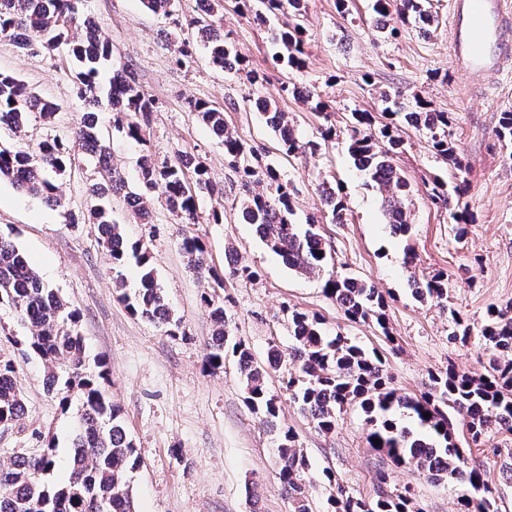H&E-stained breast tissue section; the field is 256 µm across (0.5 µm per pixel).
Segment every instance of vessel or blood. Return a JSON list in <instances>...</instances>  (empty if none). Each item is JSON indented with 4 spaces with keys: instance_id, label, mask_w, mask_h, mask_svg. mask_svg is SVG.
<instances>
[{
    "instance_id": "1",
    "label": "vessel or blood",
    "mask_w": 512,
    "mask_h": 512,
    "mask_svg": "<svg viewBox=\"0 0 512 512\" xmlns=\"http://www.w3.org/2000/svg\"><path fill=\"white\" fill-rule=\"evenodd\" d=\"M452 60L477 75L512 68V0H452Z\"/></svg>"
}]
</instances>
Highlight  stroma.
<instances>
[{"mask_svg": "<svg viewBox=\"0 0 512 512\" xmlns=\"http://www.w3.org/2000/svg\"><path fill=\"white\" fill-rule=\"evenodd\" d=\"M450 0H433L438 26L428 36L411 27L382 36L372 0H351L341 13L337 0H306L302 40L306 64L289 69L275 62L278 47L272 28L256 26L240 12L237 0H224L221 32L242 62L220 69L204 48L192 63L176 67L173 49L185 38L174 19L145 10L140 0H78L81 13L98 18L112 44L116 64L127 67L158 102L147 131V144L128 138L103 113V132L112 163L128 183L138 178L143 151L157 159L188 150L205 162L212 182L224 189L222 223L208 215L216 202L203 198L201 220L177 223L160 197L148 204L150 221L137 223L122 195L112 197V216L130 241L146 245L167 300L180 317L184 335L171 337L132 315L114 285L112 258L102 245L97 225L73 224L69 213H85L89 183L98 176L96 160L80 157L71 171L57 177L63 206L48 207L10 183L0 182V233L11 236L42 278L79 312L78 329L89 358L106 357L112 372L107 394L123 413L141 465L131 475L136 512H293L279 480V459L271 436L244 399L234 357L223 369L203 365L213 323L201 297L211 281L190 273L180 244L199 237L216 268L227 255L257 269L253 281L225 278L222 294L233 336L241 338L257 361L270 347L288 350L292 336L288 313L318 315L327 335L348 336L366 352L379 355L399 394L418 396L431 385L433 373L455 367L483 374L495 353L479 339L490 308L512 305V149L497 139L499 115L512 110V74L474 75L454 67L450 57ZM0 72L13 74L40 95L60 104L54 124L32 117L27 135L35 143L66 135L86 111L78 98L73 65L65 50L23 54L0 42ZM291 85L325 101L336 126V139L324 143L322 119L297 97L282 92ZM400 101L421 99L454 118L451 139L468 165L464 196L476 216L464 238H456L448 212L433 204L428 189L433 176H450L447 163L431 149L425 135L405 127L395 165L411 185V229L393 235L386 224L381 196L352 163L347 147L353 111L380 114L381 93ZM262 95L293 118L305 152L283 156L264 119L250 100ZM225 107L230 127L258 151L259 164L275 168L294 187L299 217H321V233L333 250L342 274L373 285L386 301V324L352 323L329 299L323 279L289 270L241 221L231 203L242 195L239 173L224 147L186 107L187 99ZM331 181L345 204L344 223L324 218L319 185ZM416 254L403 262L405 247ZM443 272L448 302L438 305L412 294L414 280ZM471 327L468 340L448 336L450 312ZM28 331L16 311L0 305V355L16 362V380L26 405L20 426L0 429V463L18 452H40L47 436L58 441L57 472L67 469L69 442L77 418L48 394L44 367L32 352L15 345ZM281 370L267 376L277 395L278 426L291 428L309 467L304 476L313 512H331L337 486L355 497L370 498L379 475L392 487L409 491L422 512H459V484L432 482L414 468L398 467L366 441L365 415L359 405L345 407L332 432L310 423L281 383ZM493 492L497 512H512V432H493L471 447ZM335 482H328L325 471Z\"/></svg>", "mask_w": 512, "mask_h": 512, "instance_id": "1", "label": "stroma"}]
</instances>
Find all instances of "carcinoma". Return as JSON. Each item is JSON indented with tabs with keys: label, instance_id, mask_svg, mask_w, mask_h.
<instances>
[{
	"label": "carcinoma",
	"instance_id": "1",
	"mask_svg": "<svg viewBox=\"0 0 512 512\" xmlns=\"http://www.w3.org/2000/svg\"><path fill=\"white\" fill-rule=\"evenodd\" d=\"M144 7L165 17L179 15L180 0H142ZM207 8L184 17L182 24L206 40L213 64L227 67L238 59L234 47L215 35V24L223 19L224 0H205ZM246 14L258 25L277 17L275 42L278 59L292 69L305 64L301 47L300 21L304 0H243ZM373 11L388 24L410 25L429 35L437 21L432 0H373ZM0 40L13 43L20 51L38 53L65 46L76 64L74 79L77 96L99 112L112 113L115 126L138 143L145 142L151 115L157 110L155 99L147 95L136 77L124 67H113L112 83L101 97L98 77L112 67V45L101 38V27L93 17L78 13L76 0H0ZM194 42L186 38L174 49L176 64L183 66L193 58ZM257 109L274 133L281 150L292 155L306 150L297 136L293 120L269 100L257 97ZM188 110L195 113L212 136L224 145L241 174L244 195L234 200L242 218L254 225L267 247L277 254L288 269L301 275L325 276V293L353 322L382 319L384 298L373 286L335 271L336 258L327 248L320 221L312 216L306 223L295 221L292 193L288 183L276 171L260 172L251 165L256 149L233 131L222 108L204 101L191 100ZM59 112V105L37 95L22 80L0 74V130L12 139H0V180L20 191L60 207L62 199L52 178L72 167L79 150L95 156L99 180L90 189L87 216L70 215V223L88 220L101 229L103 243L112 257L116 287L124 288L121 268L133 261L140 268L137 288L124 292L120 299L136 316L165 329L170 335L181 329V321L170 308L150 256L143 244L131 243L122 225L112 220L104 199L121 192L127 206L148 223L147 196L164 197L170 212L181 224L198 221L199 197H224L215 186L208 169L197 156L186 165L177 153L174 160L159 162L150 154L141 156L138 183H125L112 166L108 147L98 118L84 112L74 122L67 138L50 136L34 146L23 142L30 115L46 122ZM349 154L354 164L365 171L383 197V215L392 232L405 235L410 228L411 211L407 205L410 185L395 166L393 155L402 141L390 124L375 126L369 112H353ZM407 125L425 134L431 148L454 170L456 183L435 178L430 197L448 206L449 218L456 224V236L466 234V225L474 222L468 203L462 201L467 166L451 139V117L436 112L423 100H417L403 113ZM496 137L512 144V111L500 113ZM265 178L268 191H250L249 185ZM324 205L333 220H345V207L336 187L321 183ZM181 250L188 269L207 274L218 287L224 278L209 262L206 250L196 236L182 239ZM230 275L251 281L257 271L237 259L228 262ZM414 296L442 303L448 299V278L442 274L414 281ZM214 325L207 345L205 364L211 370L224 367V352L231 351L243 385L247 405L263 415V423L277 432L279 478L291 500L294 512H312L303 484L308 468L303 449L297 447L289 428L277 427V397L267 389L269 368L279 366L282 355L271 349L268 363L262 364L241 340L230 335L224 300L217 294L203 298ZM11 306L29 326V335L15 340L43 362L47 391L60 396L63 406L77 401L78 421L71 440L68 478H54L56 444L49 439L37 454L20 453L6 464L0 463V512H134L130 473L140 465L136 446L129 435L121 409L106 396L109 370L104 358L89 363L82 336L77 330L79 314L57 290L46 283L30 264L25 253L8 237L0 235V304ZM293 344L288 359L295 372L287 373L285 389L307 414L315 428L329 433L337 417L352 404L360 406L369 426L370 447L386 453L398 467L412 466L435 481H456L466 488L464 512H496L491 489L479 467L465 457L456 440L449 413L460 417L463 429L475 443L492 431L512 432V316L491 309L481 329L484 345L499 353L488 373L479 377L450 370L432 377V388L419 397L397 394L384 373L383 361L369 355L349 338L324 334L322 321L305 312L289 315ZM406 410L405 425L394 417ZM429 418H424V414ZM26 406L16 381V364L0 357V423L15 427L25 417ZM381 443L376 444L374 440ZM333 512H419L412 499L391 488L388 478L380 476L372 499L356 498L337 486Z\"/></svg>",
	"mask_w": 512,
	"mask_h": 512
}]
</instances>
